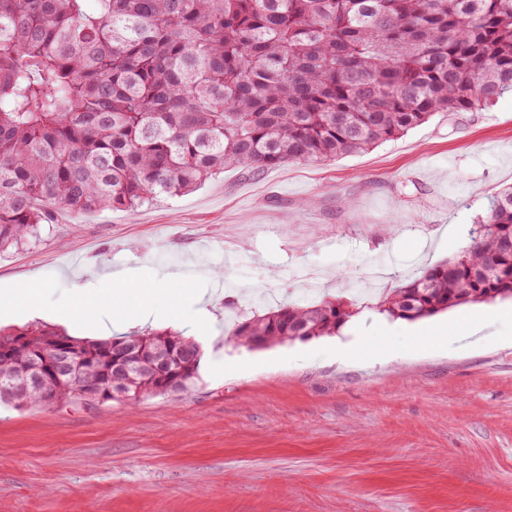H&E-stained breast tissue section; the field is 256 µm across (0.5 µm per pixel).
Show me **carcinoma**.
<instances>
[{
    "label": "carcinoma",
    "mask_w": 512,
    "mask_h": 512,
    "mask_svg": "<svg viewBox=\"0 0 512 512\" xmlns=\"http://www.w3.org/2000/svg\"><path fill=\"white\" fill-rule=\"evenodd\" d=\"M0 0V251L54 213L135 211L228 166L323 164L406 134L438 112L512 92V0ZM512 299V187L491 199L461 253L383 289L379 310L416 321ZM334 300L291 301L231 324L244 346L334 336ZM40 358L58 342L80 372L0 392L17 407L97 400L100 350L178 348V390L199 344L172 329L85 341L50 328L0 330ZM25 378L0 356V381ZM127 401L171 393L138 370L113 375Z\"/></svg>",
    "instance_id": "1"
}]
</instances>
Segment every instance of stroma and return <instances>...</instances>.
I'll use <instances>...</instances> for the list:
<instances>
[{"label": "stroma", "mask_w": 512, "mask_h": 512, "mask_svg": "<svg viewBox=\"0 0 512 512\" xmlns=\"http://www.w3.org/2000/svg\"><path fill=\"white\" fill-rule=\"evenodd\" d=\"M511 185L507 93L325 164L228 167L132 215L57 214L0 252L1 327L28 326L15 286L32 278L53 312L77 281L110 304L107 270L174 276L145 325L168 328L204 290L222 352L188 391L133 406L0 405V512H512V300L418 353L438 316L388 318L364 276L382 266L393 283L457 255ZM325 294L354 310L336 335L251 350L224 334L232 309ZM384 342L396 359L365 361Z\"/></svg>", "instance_id": "35a3bbf8"}]
</instances>
